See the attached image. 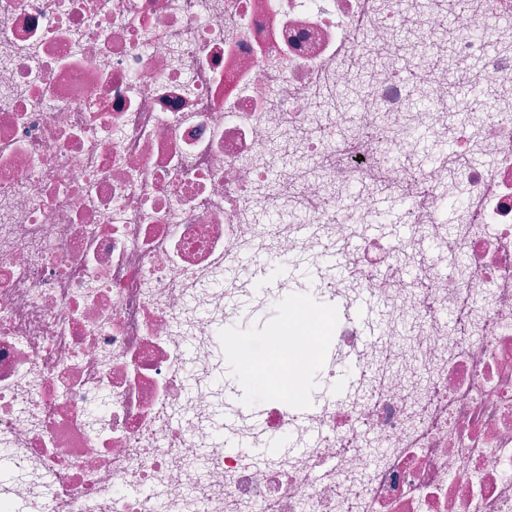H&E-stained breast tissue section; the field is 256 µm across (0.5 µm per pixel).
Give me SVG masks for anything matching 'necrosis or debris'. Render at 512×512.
<instances>
[{
	"label": "necrosis or debris",
	"instance_id": "1",
	"mask_svg": "<svg viewBox=\"0 0 512 512\" xmlns=\"http://www.w3.org/2000/svg\"><path fill=\"white\" fill-rule=\"evenodd\" d=\"M509 3L0 0V512H512ZM349 247L377 336L261 281ZM273 307L340 394L235 454L218 348Z\"/></svg>",
	"mask_w": 512,
	"mask_h": 512
}]
</instances>
